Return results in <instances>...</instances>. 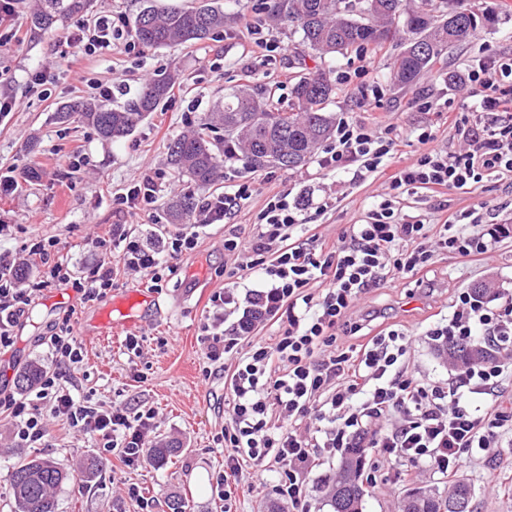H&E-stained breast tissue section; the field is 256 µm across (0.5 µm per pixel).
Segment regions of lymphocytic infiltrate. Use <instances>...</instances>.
<instances>
[{"instance_id": "lymphocytic-infiltrate-1", "label": "lymphocytic infiltrate", "mask_w": 512, "mask_h": 512, "mask_svg": "<svg viewBox=\"0 0 512 512\" xmlns=\"http://www.w3.org/2000/svg\"><path fill=\"white\" fill-rule=\"evenodd\" d=\"M126 26L123 14L101 15L78 25L68 40L93 55L122 39ZM463 81L474 104L454 111L458 148L435 146L432 127H421V149L391 175L386 197L334 240L314 232L301 208L281 192L267 197L250 244L225 235L224 251L234 258L232 277L245 280L257 273L266 286L250 291V309L227 333L224 313L238 306V295L230 286L214 293L202 326L204 357L207 364L223 366L232 411L214 439L224 453V472L215 487L219 498H230L229 480L250 466L276 471L280 498L293 512H309L308 475L324 453L374 448L403 459L401 476L410 480L426 467L452 478L462 455L512 447L507 437L512 398L501 392L512 377V296L493 306L472 291H455L451 315L429 328L427 337L441 344L482 339L499 355L456 366L444 383L410 370L415 338L404 325H388L362 343H339L360 332L352 311L387 278L420 285L438 259L480 260L512 239V225L498 223L495 208L483 201L447 216L435 208L415 216L404 211L407 198L422 190L442 198L474 193L492 179L512 181V55L491 51L474 58ZM399 143L395 123L372 129L344 116L318 165L361 180L392 159ZM252 193L251 184L242 183L206 197L196 223H225ZM198 243L197 232L179 230L166 234L156 248L115 224L106 235L87 239L89 250L101 258L79 271L63 255L58 238L33 235L25 250L37 262L34 276L20 278L17 261L0 258V354L11 350L17 329L44 291L71 288L80 307L103 301L114 285L105 253L118 250L128 270L159 290L176 274V259L194 252ZM263 321L280 324L278 335L239 351L240 340ZM39 342L53 365L43 371L33 395L0 387V413L14 419L17 445H45L46 421L52 418L90 435L103 453L119 452L126 466H142L154 412L131 418L122 406L82 394L84 355L71 314L49 323Z\"/></svg>"}]
</instances>
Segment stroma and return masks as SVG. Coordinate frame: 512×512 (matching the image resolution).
<instances>
[{
	"label": "stroma",
	"instance_id": "stroma-1",
	"mask_svg": "<svg viewBox=\"0 0 512 512\" xmlns=\"http://www.w3.org/2000/svg\"><path fill=\"white\" fill-rule=\"evenodd\" d=\"M483 3L499 16L494 30H477L447 51L443 67L425 75L418 88L402 90L388 78L390 63L401 48L398 36L376 53L374 65L365 75L358 74L360 60L353 53L313 59L303 52L298 35L285 25L269 28L279 44L270 57L245 37L241 23L191 47L139 44L132 50L118 46L88 56L66 42L74 21L46 30L35 28L31 24L34 0H19L13 24L19 27L21 39L0 43V94L24 102L21 111L0 118V224L13 227L11 236L0 239V255H14L32 234L39 233L59 238L79 268L97 259L85 246L87 238L105 235L113 224L129 221L136 235L154 241L172 231L166 205L184 184L167 161L169 143L196 128L225 94L247 82L277 87L285 100L293 76L303 69L319 67L331 77L350 71L354 74L351 83L339 86L331 107L336 116H351L369 124L386 119L406 131L429 124L436 133L437 146H448L454 132L448 127L447 115L418 111L415 101L423 96L440 104L449 98L465 100L468 90L457 78L468 61L485 48L512 52V0ZM43 67L49 68L50 77L40 90L31 86L28 75ZM170 71L181 76L180 94L161 103L157 112L125 139L105 141L78 118L64 123L53 118L62 106L89 97L91 82L117 86L111 102L120 105L134 98L145 81ZM375 86L382 90L379 101L373 102L370 110L360 109V101ZM31 167L39 172L33 181L26 176ZM156 171L165 179L152 214L127 219L117 213L113 194L141 175ZM223 171L217 192L245 181L252 182L255 191L228 225L200 229L196 251L182 256L176 276L155 292L154 306L144 311L141 324L134 329L140 339L139 354L128 352L121 336L109 342L89 335L81 338L87 374L82 382L84 391L93 392L95 400L122 405L131 416L154 410L153 439L177 441L179 451L165 462L129 468L119 455L101 456L91 438L69 431L56 420L47 423L45 447L15 448L11 445V420L0 415V512H14L10 474L15 465L33 457L50 459L72 476L56 494L57 512H139L138 504L126 493L130 483L139 485L143 496L152 500L154 512H170L167 502L172 497L182 500L186 512H269L277 504L272 472L265 473L263 485L254 492L235 494L226 502L213 491L224 470V455L215 448L213 438L228 416L223 369L209 375L203 371L201 326L211 295L227 281L224 232L231 229L241 239H250L266 197L284 192L289 202L320 224L323 233L336 235L377 201L392 170L381 167L362 182L348 173L324 174L313 161L296 171H252L242 162L227 161ZM328 197L335 199V208L320 211ZM478 199L498 206L499 223L512 224V187L504 181L487 182L478 196L450 194L448 208L461 211ZM428 278L431 285L427 288L406 281L385 282L366 295L353 316L358 319L366 312H378V320L367 327L371 333L395 322L413 330L418 339L411 352L412 368L429 380L443 382L448 378V363L423 332L449 314L455 289L485 280L494 288L512 291V242L481 261H440ZM74 302L75 293L69 288L48 290L36 302L25 326L17 332L11 353L0 357V385L13 383L18 367L50 366L37 337L67 309H75L76 327H92L100 305L78 309ZM99 456L106 463L105 470L92 478L81 476V462ZM399 467L398 461L377 459L375 475L381 485L368 489L363 512H397L401 498L415 486L442 493L448 490L447 477L430 469L423 470L415 483L398 481ZM458 475L474 488V512H512V457L465 455Z\"/></svg>",
	"mask_w": 512,
	"mask_h": 512
}]
</instances>
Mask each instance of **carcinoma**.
I'll use <instances>...</instances> for the list:
<instances>
[{"label": "carcinoma", "mask_w": 512, "mask_h": 512, "mask_svg": "<svg viewBox=\"0 0 512 512\" xmlns=\"http://www.w3.org/2000/svg\"><path fill=\"white\" fill-rule=\"evenodd\" d=\"M89 0H39L32 17L38 28H49L84 13ZM426 7L407 10L402 0H269L268 18L288 24L301 35L302 43L318 57L346 55L377 48L401 29L408 38L389 71L390 81L413 88L440 63L445 52L483 27L472 21L476 5L457 0H425ZM240 19L224 8L202 5L194 8L157 6L154 0L135 19V34L146 45L202 42ZM179 79L169 73L144 83L127 105L107 107L78 101L55 115L60 122L76 115L105 140L118 141L130 135L160 103ZM276 89L241 88L224 97V104L207 113L199 127L173 140L168 147L169 164L186 178L187 191L172 198L168 212L172 223L187 224L195 212V191L224 178L223 159L241 161L246 168L295 170L307 164L333 132L334 113L328 105L336 98V86L318 70L294 77L288 111L279 109ZM451 364L476 362L490 357L482 344L451 345L445 349ZM39 366L32 365L15 377L20 390L36 383ZM364 449L352 448L339 467L326 500L329 512H362L365 490L360 483ZM69 474L47 459L19 463L11 472L16 512H56V492ZM472 502L471 483L458 479L446 494L436 490L413 499L406 497L400 512H452L457 499Z\"/></svg>", "instance_id": "carcinoma-1"}]
</instances>
